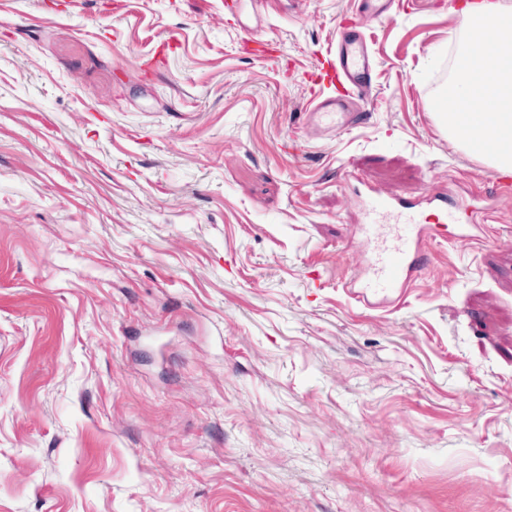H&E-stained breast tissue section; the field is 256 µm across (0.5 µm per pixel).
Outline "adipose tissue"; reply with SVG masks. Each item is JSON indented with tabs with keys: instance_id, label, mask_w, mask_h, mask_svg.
I'll return each instance as SVG.
<instances>
[{
	"instance_id": "adipose-tissue-1",
	"label": "adipose tissue",
	"mask_w": 512,
	"mask_h": 512,
	"mask_svg": "<svg viewBox=\"0 0 512 512\" xmlns=\"http://www.w3.org/2000/svg\"><path fill=\"white\" fill-rule=\"evenodd\" d=\"M469 38L448 90L456 110L448 119V136L469 134L491 142L485 161L498 170L512 169V55L499 53L489 31L512 37V23L496 10L472 9L462 21Z\"/></svg>"
}]
</instances>
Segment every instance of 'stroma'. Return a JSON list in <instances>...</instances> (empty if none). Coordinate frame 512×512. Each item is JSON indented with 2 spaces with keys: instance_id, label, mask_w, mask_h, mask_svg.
Here are the masks:
<instances>
[{
  "instance_id": "35a3bbf8",
  "label": "stroma",
  "mask_w": 512,
  "mask_h": 512,
  "mask_svg": "<svg viewBox=\"0 0 512 512\" xmlns=\"http://www.w3.org/2000/svg\"><path fill=\"white\" fill-rule=\"evenodd\" d=\"M109 3L0 0V512H512V190L438 122L453 8L373 24L371 119L322 140L359 0H244L273 59L224 0ZM368 187L494 221L366 307Z\"/></svg>"
}]
</instances>
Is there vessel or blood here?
<instances>
[{"label":"vessel or blood","mask_w":512,"mask_h":512,"mask_svg":"<svg viewBox=\"0 0 512 512\" xmlns=\"http://www.w3.org/2000/svg\"><path fill=\"white\" fill-rule=\"evenodd\" d=\"M392 5L393 0H363L359 17L338 28L335 49L311 76L317 92L306 108V124L316 137L329 140L369 121L375 63L368 25L388 17ZM361 209L363 261L347 288L367 306L376 299L398 298L400 289L409 287L420 266L419 246L432 224L456 225L458 238L470 241L478 224L493 220L491 212L457 206L433 192L417 200L368 195Z\"/></svg>","instance_id":"1"}]
</instances>
